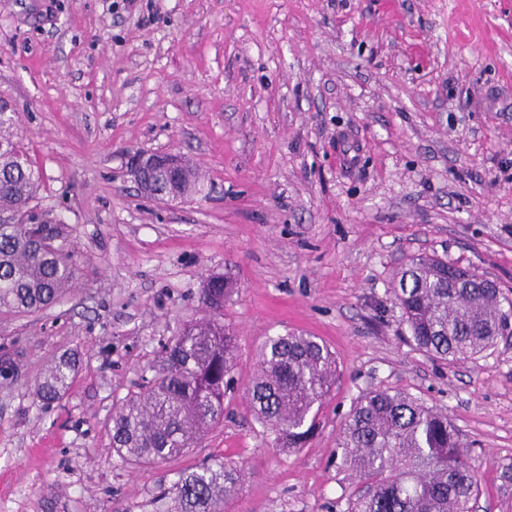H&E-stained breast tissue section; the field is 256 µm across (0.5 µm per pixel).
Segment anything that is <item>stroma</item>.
I'll list each match as a JSON object with an SVG mask.
<instances>
[{"instance_id": "obj_1", "label": "stroma", "mask_w": 512, "mask_h": 512, "mask_svg": "<svg viewBox=\"0 0 512 512\" xmlns=\"http://www.w3.org/2000/svg\"><path fill=\"white\" fill-rule=\"evenodd\" d=\"M0 97L43 173L39 206L74 252V292L0 315L21 377L0 379V512H177L201 461L246 470L226 512H345L336 459L354 401L405 390L448 413L479 468L475 512H512V342L433 361L398 338L390 292L409 258L474 269L512 298V0H0ZM205 177L182 201L141 196L139 153ZM234 283L236 390L182 456L135 470L113 404ZM320 338L340 377L306 448L253 419L267 337ZM83 363L61 404L34 384ZM80 356L75 351H65L53 358L37 380L35 395L43 407L49 408L62 400L76 378Z\"/></svg>"}]
</instances>
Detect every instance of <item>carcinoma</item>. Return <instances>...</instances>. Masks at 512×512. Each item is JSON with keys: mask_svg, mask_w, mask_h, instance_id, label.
I'll list each match as a JSON object with an SVG mask.
<instances>
[{"mask_svg": "<svg viewBox=\"0 0 512 512\" xmlns=\"http://www.w3.org/2000/svg\"><path fill=\"white\" fill-rule=\"evenodd\" d=\"M13 113L0 120V315L34 314L62 302L74 283V254L58 242L55 224H34L42 173L13 133ZM205 290L229 300L220 275ZM392 294L403 340L444 363L471 360L493 347L512 306L485 275L435 256L413 258ZM236 337L223 313L185 325L163 346L161 363L142 370L137 391L113 409L112 448L129 464L152 467L176 459L198 436L224 420L233 390ZM19 355L0 353V377H16ZM80 356L65 351L37 380L48 408L76 378ZM336 359L319 338L287 331L261 347L249 389L256 422L278 448L296 452L317 430L336 381ZM341 466L366 483L346 512H471L479 475L467 443L448 414L408 391L376 389L355 401L341 429ZM233 462L202 463L175 482L180 512H224L244 484Z\"/></svg>", "mask_w": 512, "mask_h": 512, "instance_id": "cac0c4a2", "label": "carcinoma"}]
</instances>
